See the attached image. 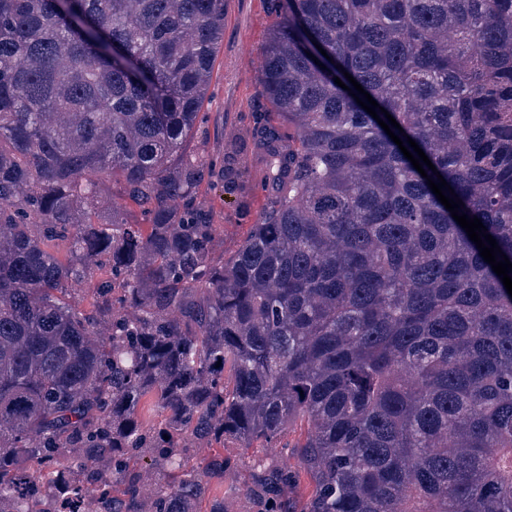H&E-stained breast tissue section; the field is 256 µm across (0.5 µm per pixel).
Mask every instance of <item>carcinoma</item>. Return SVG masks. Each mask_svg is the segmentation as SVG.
<instances>
[{
    "label": "carcinoma",
    "instance_id": "1",
    "mask_svg": "<svg viewBox=\"0 0 512 512\" xmlns=\"http://www.w3.org/2000/svg\"><path fill=\"white\" fill-rule=\"evenodd\" d=\"M275 2L271 111L216 161L187 146L225 0H0V512H200L233 465L189 439L298 424L312 492L293 510L296 474L260 465L259 512H512V295L428 186L512 262V0ZM252 154L268 208L217 261L198 193Z\"/></svg>",
    "mask_w": 512,
    "mask_h": 512
}]
</instances>
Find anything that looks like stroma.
Wrapping results in <instances>:
<instances>
[{
  "instance_id": "obj_1",
  "label": "stroma",
  "mask_w": 512,
  "mask_h": 512,
  "mask_svg": "<svg viewBox=\"0 0 512 512\" xmlns=\"http://www.w3.org/2000/svg\"><path fill=\"white\" fill-rule=\"evenodd\" d=\"M276 20L274 0H226L224 42L215 61L210 98L204 105L207 124L191 142L190 151L223 155L232 137L246 127L248 113L269 111L258 75L262 48ZM251 175V183L240 191H227L219 186L202 190L198 197L199 206L212 214L217 226L216 257L237 251L268 206L266 194L257 191L262 177L260 164H253ZM304 438V430L290 428L270 448L258 443L243 448L230 442L194 448L190 455L200 464L222 455L236 459V470L213 479L212 495L223 501L226 512H257V504L247 494L253 460L267 457L296 467L297 458L289 450Z\"/></svg>"
}]
</instances>
